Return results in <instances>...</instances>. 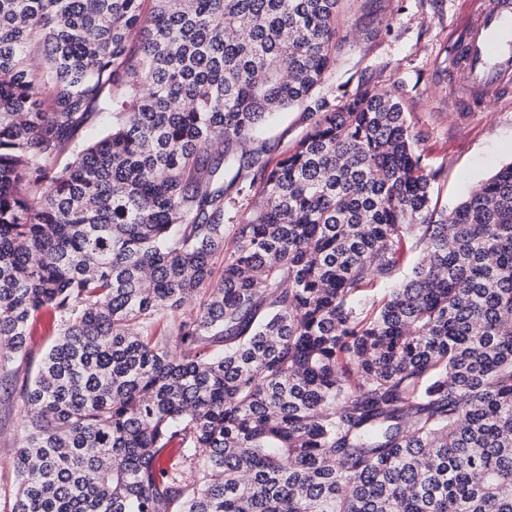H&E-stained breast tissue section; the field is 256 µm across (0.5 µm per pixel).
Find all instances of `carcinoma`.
Here are the masks:
<instances>
[{
	"mask_svg": "<svg viewBox=\"0 0 512 512\" xmlns=\"http://www.w3.org/2000/svg\"><path fill=\"white\" fill-rule=\"evenodd\" d=\"M339 3L0 0L10 512H512V162L439 209L398 83L312 97ZM312 120L302 108L282 112L277 121L268 129L263 138L269 140L270 150L264 155L266 159L275 161L280 153L306 130ZM55 335L53 319L46 313L28 337L25 360L21 361L19 357L5 366L0 365V512H9V502L17 489L13 455L22 434L25 384ZM9 372L11 374L6 381L3 376Z\"/></svg>",
	"mask_w": 512,
	"mask_h": 512,
	"instance_id": "1",
	"label": "carcinoma"
}]
</instances>
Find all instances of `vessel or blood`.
Returning <instances> with one entry per match:
<instances>
[{
	"mask_svg": "<svg viewBox=\"0 0 512 512\" xmlns=\"http://www.w3.org/2000/svg\"><path fill=\"white\" fill-rule=\"evenodd\" d=\"M448 73L454 86L472 93L464 104L468 111L487 99L512 105V0H485L483 8L469 11L454 31Z\"/></svg>",
	"mask_w": 512,
	"mask_h": 512,
	"instance_id": "1",
	"label": "vessel or blood"
}]
</instances>
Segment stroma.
Returning <instances> with one entry per match:
<instances>
[{"label": "stroma", "instance_id": "1", "mask_svg": "<svg viewBox=\"0 0 512 512\" xmlns=\"http://www.w3.org/2000/svg\"><path fill=\"white\" fill-rule=\"evenodd\" d=\"M459 17L460 0H345L337 62L317 89L337 105L343 90L396 81L412 124L423 132L418 153L429 169L444 171L437 191L448 207L512 163V111L450 107L448 33ZM309 124L302 109L280 113L265 134L267 159L277 160ZM55 335L51 315H44L27 340L24 360L0 365V512H9L17 489L13 455L22 434L25 384Z\"/></svg>", "mask_w": 512, "mask_h": 512}]
</instances>
